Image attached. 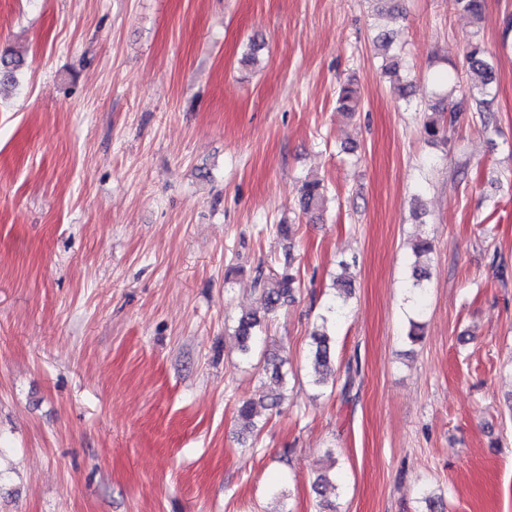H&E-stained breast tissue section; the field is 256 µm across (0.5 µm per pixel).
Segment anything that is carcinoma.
Here are the masks:
<instances>
[{"label": "carcinoma", "instance_id": "1", "mask_svg": "<svg viewBox=\"0 0 512 512\" xmlns=\"http://www.w3.org/2000/svg\"><path fill=\"white\" fill-rule=\"evenodd\" d=\"M457 7L466 14L470 22L479 24L483 19L485 8L484 0H454ZM393 40L387 31L377 34L374 46L378 55L382 58V70L385 75L391 77L389 85L393 95L406 99L411 94L412 80L409 74H400L402 59L392 47ZM465 62L470 83L464 98L461 101L453 100L457 84L446 87V91L439 94V103L431 107V114L424 117L421 125L423 137L433 143L448 144V126L453 124L459 112L468 108L478 115L484 130H489L492 125V116L489 96L491 95L494 79L493 65L487 57V51L479 39H471L465 49ZM338 103L342 111L349 115L358 111L359 93L357 88L348 84L342 87L338 94ZM326 200V187L318 179H308L302 183L300 205L305 212L312 211L324 205ZM292 256L286 253L281 270L272 274L258 271L254 277V285L261 289L264 297L265 310L263 313H247L242 315L234 329L238 349L241 357L249 360L253 357L257 347L265 344V321L269 316L288 301L294 299L298 279L291 271ZM335 288L340 290L337 297L327 307L331 318L343 314L345 300L351 294L352 283L344 276L336 278ZM331 336L327 327L323 326L312 334V348L310 350V362L314 375L313 383L323 388L328 384V378L332 372ZM273 378L276 379L278 388L271 392H263L258 398H250L240 402L237 409L238 420L241 421V431L251 433L256 429L255 417L257 406L268 407L279 404L286 396L285 376L280 367L273 369Z\"/></svg>", "mask_w": 512, "mask_h": 512}]
</instances>
